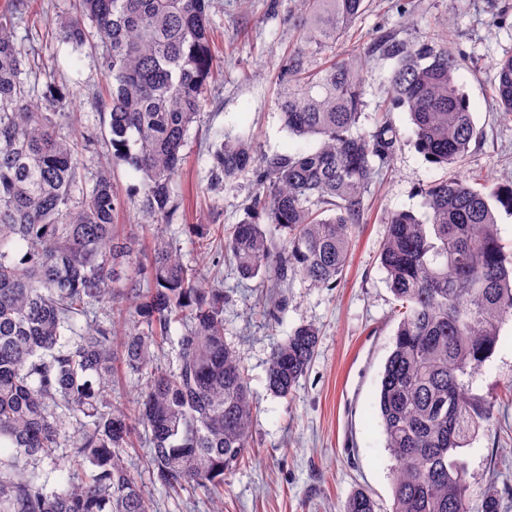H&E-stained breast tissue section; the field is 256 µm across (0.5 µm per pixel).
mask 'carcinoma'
I'll return each instance as SVG.
<instances>
[{
	"label": "carcinoma",
	"instance_id": "cac0c4a2",
	"mask_svg": "<svg viewBox=\"0 0 512 512\" xmlns=\"http://www.w3.org/2000/svg\"><path fill=\"white\" fill-rule=\"evenodd\" d=\"M77 4L59 31L76 48L100 38L112 78L100 103L112 156L98 162L88 189L86 145L60 132L68 115L40 111L21 79L16 27L29 0H12L0 14V512H154L125 465L134 418L153 482L204 487L212 512H223L224 479L248 453L254 409L244 361L224 342V290L201 287L195 266L166 245L143 261L135 236L114 233L121 200L112 182V165L131 166L142 175V219L168 221L186 136L215 75L211 0ZM364 9L365 0H294L285 21L298 36L279 68L276 105L291 134L318 143L272 156L244 139L217 149L215 178L250 172L257 192L247 220L197 230V252L221 237L244 278L267 274L274 288L292 276L336 285L365 194L398 141L388 121L359 129L364 68L375 53L395 60L393 105L408 112L421 153L446 168L465 161L480 138L458 84L466 56L442 38L406 43L393 32L337 51ZM494 69L495 99L512 115V51ZM43 98L51 106L66 93L49 81ZM423 206V219L389 216L379 246L399 317L376 401L392 460V512H501L495 490L472 504L456 454L494 413L469 384L512 319V245L497 217L512 215V183L478 189L449 176L425 189ZM261 219L284 234L282 247ZM100 311L131 317L120 348ZM175 323L179 362L163 369L156 350ZM318 341L309 324L272 348L270 392H295ZM127 372L148 374L132 412L111 397ZM62 447L68 481L49 490L26 465L54 462ZM376 509L363 491L345 506Z\"/></svg>",
	"mask_w": 512,
	"mask_h": 512
}]
</instances>
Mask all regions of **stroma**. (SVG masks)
<instances>
[{
	"label": "stroma",
	"mask_w": 512,
	"mask_h": 512,
	"mask_svg": "<svg viewBox=\"0 0 512 512\" xmlns=\"http://www.w3.org/2000/svg\"><path fill=\"white\" fill-rule=\"evenodd\" d=\"M366 10L353 36L366 39L385 31L412 41L421 33L447 35L467 64L459 84L467 94L473 120L483 133L471 145L463 171L495 183L512 182V116L497 110L493 100V61L512 49V0H366ZM74 0H30L16 29L17 43L30 63L29 84L43 87L46 75L76 93L64 111H79L73 135L84 137L88 162L105 152L103 115L99 102L109 79L98 54L78 51L57 28L72 15ZM291 0H213V50L218 75L210 81L207 101L189 129L187 159L176 176L177 209L163 229L138 223L142 178L130 166L115 170L114 185L124 201L116 219L118 234H134L147 247L164 242L184 259L198 261L206 285L224 290V339L246 366L256 401L251 447L236 471L224 482V512H344L348 498L368 492L378 512H390V456L376 407L380 374L391 353L397 320L395 298L379 266L378 246L386 218L410 211L423 215L421 191L442 179L444 168L430 163L418 150L407 112L388 110L393 60L371 57L366 65L364 130L390 119L400 138L389 167L364 198L360 224L340 283L319 288L294 276L284 290L287 305L278 321L266 314L260 278L238 279L223 252L198 259L192 224L229 226L246 220L254 183L242 175L216 180L211 149L237 138L258 143L262 153L287 154L305 141L288 132L276 107V74L285 49L295 44L284 21ZM508 12L506 25L495 22ZM319 328L316 355L293 396L281 398L267 387L270 351L297 327ZM512 321L503 324L491 358L472 381L474 394L494 400V415L469 446L459 449L469 494L480 501L490 490L512 487ZM126 462L156 512H212L204 490L165 491L149 478L143 431Z\"/></svg>",
	"instance_id": "35a3bbf8"
}]
</instances>
